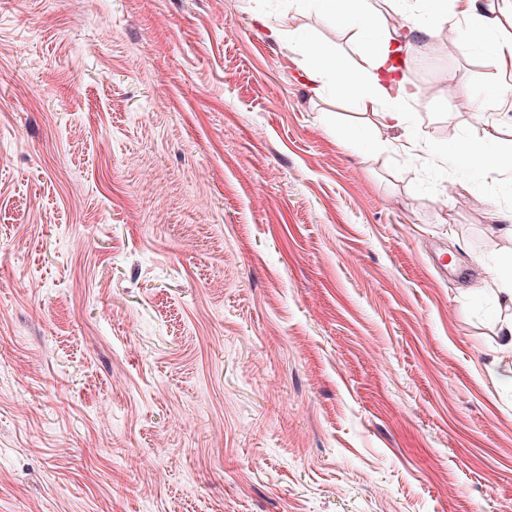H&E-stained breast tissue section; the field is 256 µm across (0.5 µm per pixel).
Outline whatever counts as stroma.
Instances as JSON below:
<instances>
[{"mask_svg": "<svg viewBox=\"0 0 512 512\" xmlns=\"http://www.w3.org/2000/svg\"><path fill=\"white\" fill-rule=\"evenodd\" d=\"M270 24L363 55L289 0H0V512H512V181L428 149L512 139V70L416 40L404 154Z\"/></svg>", "mask_w": 512, "mask_h": 512, "instance_id": "obj_1", "label": "stroma"}]
</instances>
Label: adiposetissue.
<instances>
[{
	"mask_svg": "<svg viewBox=\"0 0 512 512\" xmlns=\"http://www.w3.org/2000/svg\"><path fill=\"white\" fill-rule=\"evenodd\" d=\"M438 25L456 27L458 37L470 44H479L502 61H512V36L500 33V17L476 16V0H428ZM319 13L336 25L351 29L355 37L365 42L369 50L357 65L343 62L335 47L311 41L307 44L308 65L305 76L314 91L334 83L342 94L358 95L362 108L378 107V124L387 129L404 130L411 123L410 101L415 95L409 89L405 75L399 74L402 36L423 34L422 18L407 9L402 0H395L393 10L403 18L401 27L389 26L376 0H313ZM450 155L463 167L487 175L504 174L505 158L512 157V139H504L497 131L486 134L483 146L466 143L453 145Z\"/></svg>",
	"mask_w": 512,
	"mask_h": 512,
	"instance_id": "ef3b65f1",
	"label": "adipose tissue"
}]
</instances>
